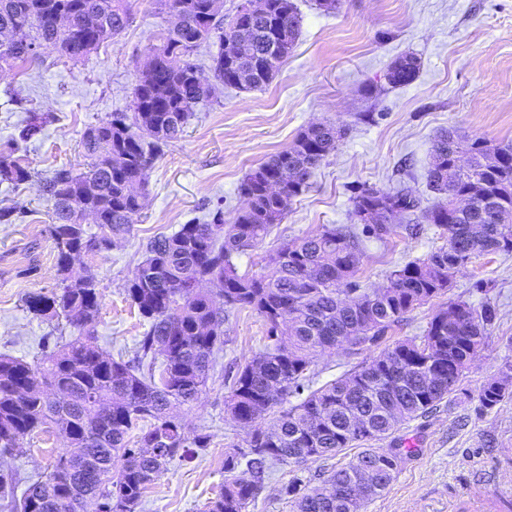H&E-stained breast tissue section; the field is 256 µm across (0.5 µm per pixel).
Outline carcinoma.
I'll return each mask as SVG.
<instances>
[{"label": "carcinoma", "mask_w": 512, "mask_h": 512, "mask_svg": "<svg viewBox=\"0 0 512 512\" xmlns=\"http://www.w3.org/2000/svg\"><path fill=\"white\" fill-rule=\"evenodd\" d=\"M214 0H155L169 16L165 53L151 46L138 63L132 114H115L88 129L82 139L86 167L61 168L43 182L51 203L50 237L62 278L47 295L32 292L26 309L44 320H63L77 330L40 360L0 356V451L21 447L37 431L56 427L68 436L42 480L7 512H136L143 495L190 448H204L207 437L189 438L171 415L174 404L196 400L205 388L212 356L224 342L225 307L249 308L266 322L268 343L241 365L225 397V410L247 430L246 450L224 457V488L204 512H249L265 485L269 462L297 464L329 459L347 448L389 438L399 423L434 410L456 392L472 358L487 346L496 308L450 301L431 318L424 334L405 339L370 363L312 389L297 404L288 398L311 383L318 352L346 343L359 349L378 341L404 315L452 287L456 274L484 253L512 254V145L469 142L471 167L457 171L448 130L434 142L427 171L431 191L444 199L424 218L444 240L423 259L387 276V284L358 291L362 239L351 225H325L316 234L287 242L270 258V273L241 274L233 258L262 241L281 223L314 171L336 148L342 130L310 125L288 149L250 171L241 184L246 206L230 224L216 213L212 223L183 224L171 235L150 239L145 258L126 288L127 300L149 323L137 342L136 357L117 361L99 348L91 326L100 306L93 274L69 279L72 254H96L130 234L141 204L125 192L130 180L145 182L156 155L181 138L196 107L214 91L192 80L196 67H167L169 54L193 53L190 37L208 19V37L219 42V83L236 86L237 72L248 70L243 88H261L288 59L299 35L293 0H266V12L251 18L236 12L224 27ZM133 0H0V29L27 25L26 40L0 51V68L32 64L38 47H54L80 60L91 56L128 26ZM71 13L98 18L99 27L83 37L54 25V16ZM276 41L279 54H267ZM418 60L398 58L387 79L395 86L413 81ZM51 116L28 110L20 139L43 133ZM493 162H488L489 154ZM278 179L282 195L266 193L267 178ZM32 169L11 142L0 147V183L28 182ZM468 195L472 205L454 210L448 188ZM420 200L398 190L362 188L353 197V215L376 238L396 233L392 214L412 212ZM96 216L97 231L76 223L77 210ZM217 280V292L191 287ZM288 328L278 329V317ZM163 360L156 363V354ZM481 407L493 410L512 399V365L484 384ZM275 416L256 425L272 410ZM401 454L395 448L360 450L322 485L288 490L292 512H358L381 496L393 481ZM376 467L375 482L358 499L362 466Z\"/></svg>", "instance_id": "1"}]
</instances>
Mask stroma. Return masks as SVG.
Instances as JSON below:
<instances>
[{
  "label": "stroma",
  "instance_id": "stroma-1",
  "mask_svg": "<svg viewBox=\"0 0 512 512\" xmlns=\"http://www.w3.org/2000/svg\"><path fill=\"white\" fill-rule=\"evenodd\" d=\"M295 2L301 16L298 42L272 81L258 90L218 87L183 136L153 161L131 234L109 250L82 257L81 267L90 268L98 282L94 329L107 353L134 358L149 328L125 294L147 240L205 219L218 206L225 221H232L245 204L239 191L245 176L309 125L328 122L345 134L282 223L236 256L239 273H266L269 256L284 241L351 223L355 188L402 185L420 198L421 212L400 217V229L387 240L365 239L356 276L360 287H380L395 267L441 244L433 230L407 229L408 223H422L423 209L438 201L426 182L435 137L451 129L469 139L512 144V0H341L332 13L318 9L314 0ZM167 25V15L153 0H135L127 28L89 59L75 62L47 48L33 66L0 73V143L16 135L28 108L54 117L40 140L21 147L35 170L32 179L16 187L0 184V206L16 209L9 222L0 223V354L39 359L46 337L55 335L54 324L33 318L24 306L28 293L55 290L59 282L43 180L56 168L82 164L84 132L112 113L128 111L136 65ZM407 54L420 61L417 77L390 86L389 67ZM367 86L372 95L364 94ZM448 296L475 305L492 300L499 318L461 392L396 432L395 442L403 448L398 471L364 512H448L453 498L483 496L472 478L481 467L498 468L503 486L512 488V401L488 412L478 401L482 385L512 363V254L473 258ZM441 304L436 298L414 309L361 350L342 346L316 353L314 386L370 363L399 340L421 335ZM266 333L256 312L225 309L224 346L206 388L192 404L174 409L188 436H208L209 444L172 461L137 512H204L223 486L224 457L244 447L246 439L224 400L238 367L263 348ZM66 446L56 430L33 436L19 452L0 456V470L12 474L16 492H23ZM354 454L348 448L328 460L272 466L250 512H290L288 484L300 479L321 485Z\"/></svg>",
  "mask_w": 512,
  "mask_h": 512
}]
</instances>
